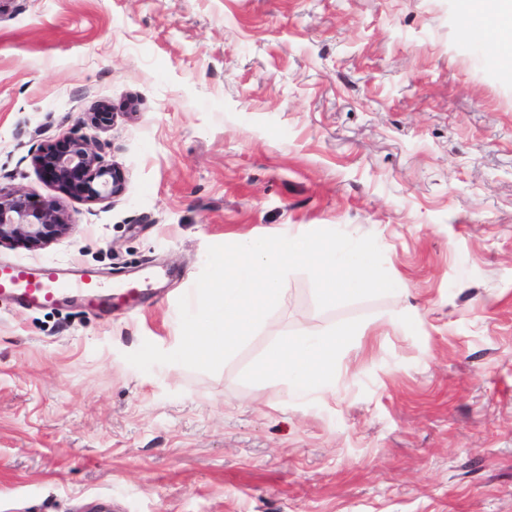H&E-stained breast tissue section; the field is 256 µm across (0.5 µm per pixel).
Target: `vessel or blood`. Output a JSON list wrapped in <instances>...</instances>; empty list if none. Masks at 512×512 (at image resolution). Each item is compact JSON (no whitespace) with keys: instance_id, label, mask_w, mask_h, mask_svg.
<instances>
[{"instance_id":"1","label":"vessel or blood","mask_w":512,"mask_h":512,"mask_svg":"<svg viewBox=\"0 0 512 512\" xmlns=\"http://www.w3.org/2000/svg\"><path fill=\"white\" fill-rule=\"evenodd\" d=\"M142 294L135 281L125 282L113 293L103 290L90 271L68 274L49 265L0 264V298L28 309L55 308L73 298L90 310L117 308Z\"/></svg>"}]
</instances>
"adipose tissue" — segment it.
I'll return each mask as SVG.
<instances>
[{
  "label": "adipose tissue",
  "instance_id": "adipose-tissue-1",
  "mask_svg": "<svg viewBox=\"0 0 512 512\" xmlns=\"http://www.w3.org/2000/svg\"><path fill=\"white\" fill-rule=\"evenodd\" d=\"M487 4L488 0H470V14L485 17V29L495 43L511 46L512 0H497L493 10L488 9ZM361 334V329L352 327L337 336L288 337L268 351L255 371L272 383L287 381L290 394L296 397L328 392L336 380L339 351Z\"/></svg>",
  "mask_w": 512,
  "mask_h": 512
}]
</instances>
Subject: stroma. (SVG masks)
Masks as SVG:
<instances>
[{"label":"stroma","instance_id":"stroma-1","mask_svg":"<svg viewBox=\"0 0 512 512\" xmlns=\"http://www.w3.org/2000/svg\"><path fill=\"white\" fill-rule=\"evenodd\" d=\"M460 0H7L0 188L71 230L0 263L88 269L120 310L0 300V512H512V67ZM123 193L67 196L32 163L85 112ZM374 236L400 291L319 309L310 277L216 373H144L211 245ZM368 325L332 394L255 367Z\"/></svg>","mask_w":512,"mask_h":512}]
</instances>
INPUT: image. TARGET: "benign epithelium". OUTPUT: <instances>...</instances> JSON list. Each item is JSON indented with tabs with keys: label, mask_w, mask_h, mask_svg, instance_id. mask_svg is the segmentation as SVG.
Here are the masks:
<instances>
[{
	"label": "benign epithelium",
	"mask_w": 512,
	"mask_h": 512,
	"mask_svg": "<svg viewBox=\"0 0 512 512\" xmlns=\"http://www.w3.org/2000/svg\"><path fill=\"white\" fill-rule=\"evenodd\" d=\"M105 108L87 112L66 137L42 149L35 157L41 174L65 191H76L89 201L104 202L122 193L120 175L105 162L96 136L110 127ZM71 228L66 211L56 204H41L21 190L0 189V246L23 244L29 248L47 245Z\"/></svg>",
	"instance_id": "benign-epithelium-1"
}]
</instances>
